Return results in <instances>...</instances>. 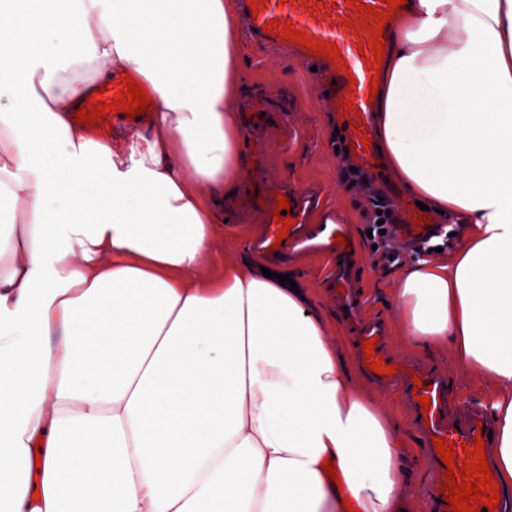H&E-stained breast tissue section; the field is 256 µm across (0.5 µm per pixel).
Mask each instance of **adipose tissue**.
<instances>
[{
  "label": "adipose tissue",
  "mask_w": 512,
  "mask_h": 512,
  "mask_svg": "<svg viewBox=\"0 0 512 512\" xmlns=\"http://www.w3.org/2000/svg\"><path fill=\"white\" fill-rule=\"evenodd\" d=\"M236 16L0 0V512H405L384 405L323 320L214 248L203 190L241 179ZM100 69L152 102L124 152L67 118ZM373 112L409 191L469 229L396 300L410 340L489 388L510 485L512 0H408Z\"/></svg>",
  "instance_id": "1"
}]
</instances>
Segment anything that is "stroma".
I'll list each match as a JSON object with an SVG mask.
<instances>
[{"label": "stroma", "instance_id": "1", "mask_svg": "<svg viewBox=\"0 0 512 512\" xmlns=\"http://www.w3.org/2000/svg\"><path fill=\"white\" fill-rule=\"evenodd\" d=\"M240 52L242 86L233 105L235 114H242L247 107L256 112H288L297 132L295 141L287 147L281 146L277 139L269 140L263 157L268 173L297 186H320L328 207L345 216L360 259L356 285L363 290L370 313L389 322L392 336L398 341L396 353L444 371L453 399H485L484 385L465 377L452 345L400 346L401 318L395 292L399 281L416 263L414 245L403 242L404 256L400 265L391 269L374 267L373 240L367 235L371 227L372 193L342 178L344 154L337 151L334 138V130L340 122L327 110L320 72L311 71L309 65L292 56L263 52L245 42L241 43ZM95 86L102 89L101 101L108 104L109 109L105 120L88 125L91 137H117L120 148L125 149L136 136L152 134L148 115L131 118L117 108V100L125 95L120 74L103 71ZM241 201L242 196L238 193L224 199L226 223L219 247L228 257L248 254V243L260 222L258 215L242 209ZM321 268L320 261L304 258L278 266L277 271L291 275L307 300V311L325 322L328 337L338 340L343 352L348 354L352 351L348 333L329 288L320 280ZM351 384L355 389L376 395L383 401L386 414L395 425L396 440L405 442L408 447L404 477L406 506L409 512H427L423 493L431 479L428 451L418 436L402 396L368 383L356 372L351 375Z\"/></svg>", "mask_w": 512, "mask_h": 512}]
</instances>
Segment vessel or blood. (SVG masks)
<instances>
[{"label": "vessel or blood", "mask_w": 512, "mask_h": 512, "mask_svg": "<svg viewBox=\"0 0 512 512\" xmlns=\"http://www.w3.org/2000/svg\"><path fill=\"white\" fill-rule=\"evenodd\" d=\"M359 8L346 0H260L257 14L248 18L247 27L261 44L295 47L303 62H316L327 68L334 81L331 105L340 112L347 134L348 155L354 165L369 178H381L378 151L373 143L371 83L378 77L371 58L370 41L378 35H390V27L375 31L372 24L361 21V7L388 10L387 0H359ZM290 22L293 30L303 33V40L266 32L269 21ZM336 45L339 58L311 54L309 41ZM249 203L262 211L264 222L252 241L254 252L263 259L285 262L300 256L319 258L326 266L322 280L336 296V305L351 333L354 356L360 372L370 382L401 392L412 413L413 421L425 446L434 438L453 443L457 467L473 462L477 435H488L495 425L490 411L482 402L467 404L458 416L448 411V378L441 371L410 360L400 359L390 350L391 333L387 323L370 314L362 293L355 287L357 251L355 246L337 244V236H349L345 218L327 209L320 193L313 188L287 191L290 207L285 211L293 227L285 239H278L281 228L275 216L280 211L276 198L282 190L262 170L251 177ZM373 340L376 359L393 369L392 374H378L368 366L364 340ZM430 404H422V396ZM431 483L427 490L428 512H454L445 498L450 471L441 456L431 454Z\"/></svg>", "instance_id": "obj_1"}]
</instances>
